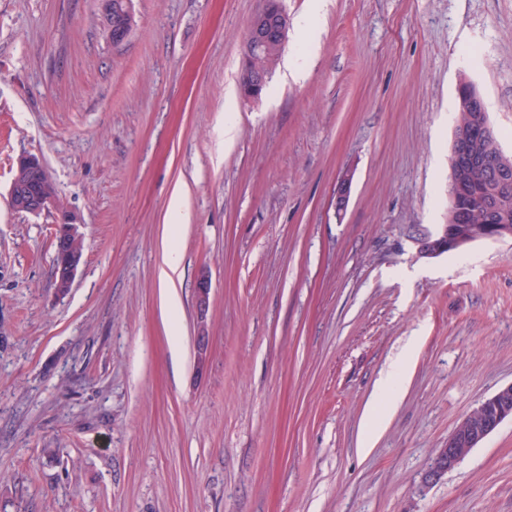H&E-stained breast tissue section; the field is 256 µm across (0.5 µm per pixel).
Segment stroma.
Instances as JSON below:
<instances>
[{
	"mask_svg": "<svg viewBox=\"0 0 512 512\" xmlns=\"http://www.w3.org/2000/svg\"><path fill=\"white\" fill-rule=\"evenodd\" d=\"M262 4L134 0L117 46L104 0H0V512H512L510 420L424 482L512 383V241L418 250L446 221L463 83L512 156V0H328L304 32L312 0H282L305 74L276 65L248 101ZM24 155L83 236L63 294L55 213L8 204ZM507 419L512 421V383L499 389L458 423L445 446L439 448L425 483L436 482L457 467Z\"/></svg>",
	"mask_w": 512,
	"mask_h": 512,
	"instance_id": "1",
	"label": "stroma"
}]
</instances>
